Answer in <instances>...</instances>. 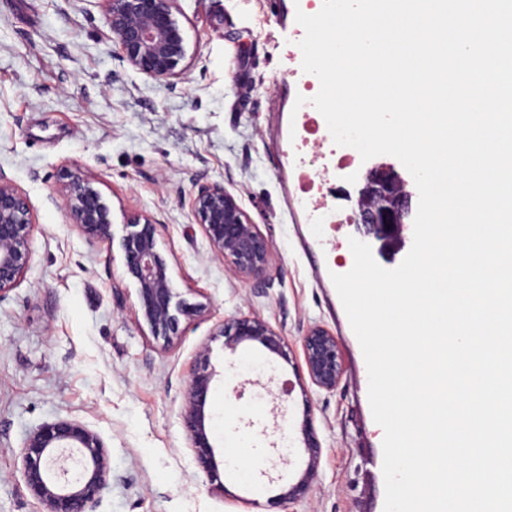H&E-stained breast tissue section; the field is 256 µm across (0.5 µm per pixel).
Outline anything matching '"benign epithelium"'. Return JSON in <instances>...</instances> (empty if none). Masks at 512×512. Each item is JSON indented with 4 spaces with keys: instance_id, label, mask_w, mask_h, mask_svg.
<instances>
[{
    "instance_id": "1",
    "label": "benign epithelium",
    "mask_w": 512,
    "mask_h": 512,
    "mask_svg": "<svg viewBox=\"0 0 512 512\" xmlns=\"http://www.w3.org/2000/svg\"><path fill=\"white\" fill-rule=\"evenodd\" d=\"M177 0H99L109 37L122 61L146 77L162 81L176 77L187 56L184 30L176 17ZM399 179L391 168L371 170L358 200L375 201L355 210V222L369 226L375 238L388 245L397 237V224L409 214L411 194L398 189ZM59 193L69 223L90 240L112 239V210L93 183L80 171H67ZM191 213L200 224L215 255L233 273L266 282L272 253L258 225L250 223L244 210L224 185L203 186L191 201ZM130 230L121 240L124 274L137 289L138 313L155 335L178 330L180 318L192 317L197 309L177 300L171 273L157 249L158 228L147 213L132 216ZM35 227L27 196L0 173V299L14 289L32 260L31 236ZM224 337L232 350L257 345L271 354L288 358L285 337L256 316H233L213 332ZM303 363L309 383L319 390L336 389L343 365L336 337L313 325L302 337ZM210 348L196 356L182 412L189 447L200 467L217 474L212 416L207 412L217 372L208 368ZM307 463L288 483L279 498L288 503L303 499L317 474L321 445L313 426L310 407H305L299 427ZM22 477L42 512H91L112 481V467L100 437L76 419H57L36 428L21 448ZM74 459L78 472L69 476L67 463Z\"/></svg>"
}]
</instances>
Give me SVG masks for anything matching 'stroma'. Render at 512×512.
I'll use <instances>...</instances> for the list:
<instances>
[{"label": "stroma", "instance_id": "stroma-1", "mask_svg": "<svg viewBox=\"0 0 512 512\" xmlns=\"http://www.w3.org/2000/svg\"><path fill=\"white\" fill-rule=\"evenodd\" d=\"M177 8L187 57L177 77L158 82L121 60L98 0H0V173L27 195L35 218L30 267L0 299V512H40L20 450L59 418L80 420L109 451L112 485L95 512H373L385 488L371 464L378 433L357 382L356 345L301 247L306 211L290 137V72L302 62L294 2L178 0ZM75 168L110 205L111 240L87 241L68 224L58 187ZM214 182L272 246L263 288L217 259L191 216V198ZM137 213L159 225L179 299L201 308L169 344L139 324L136 287L123 274L118 242ZM320 231L336 267L351 237L368 240L378 262L397 255L354 223ZM234 315L268 321L289 358L224 349L212 332ZM313 325L336 337L342 380L330 393L311 386L284 396ZM206 345L224 376L210 400L212 425L233 460L215 479L198 466L181 418ZM241 381L242 397L226 393ZM307 406L322 446L317 479L303 500L279 503L307 461L293 439ZM282 435L290 449L272 448Z\"/></svg>", "mask_w": 512, "mask_h": 512}]
</instances>
